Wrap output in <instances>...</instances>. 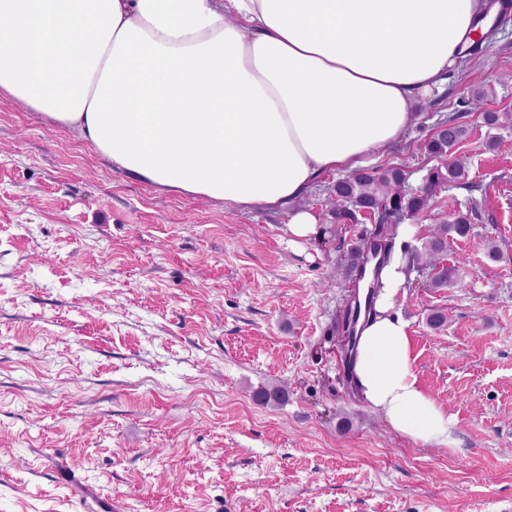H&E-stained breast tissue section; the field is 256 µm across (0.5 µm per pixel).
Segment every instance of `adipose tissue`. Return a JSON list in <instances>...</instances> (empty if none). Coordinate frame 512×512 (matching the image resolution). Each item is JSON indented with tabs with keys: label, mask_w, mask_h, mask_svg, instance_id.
<instances>
[{
	"label": "adipose tissue",
	"mask_w": 512,
	"mask_h": 512,
	"mask_svg": "<svg viewBox=\"0 0 512 512\" xmlns=\"http://www.w3.org/2000/svg\"><path fill=\"white\" fill-rule=\"evenodd\" d=\"M496 0H0V98L92 144L159 192L284 207L367 167L418 98L488 33ZM401 258L359 322L349 377L416 444L455 420L413 370L394 313Z\"/></svg>",
	"instance_id": "adipose-tissue-1"
}]
</instances>
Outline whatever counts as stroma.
<instances>
[{
    "label": "stroma",
    "mask_w": 512,
    "mask_h": 512,
    "mask_svg": "<svg viewBox=\"0 0 512 512\" xmlns=\"http://www.w3.org/2000/svg\"><path fill=\"white\" fill-rule=\"evenodd\" d=\"M479 56L374 156L417 188L439 164L424 149L438 122L469 128L451 155L466 182L403 221L414 249L466 215L443 259L460 283L433 289L411 268L394 304L457 448L412 443L350 389L345 256L372 223L328 206L345 170L298 201L318 226L297 238L291 208L157 192L0 99V512H84L75 484L112 512H512V20ZM269 385L287 401L256 403Z\"/></svg>",
    "instance_id": "obj_1"
}]
</instances>
